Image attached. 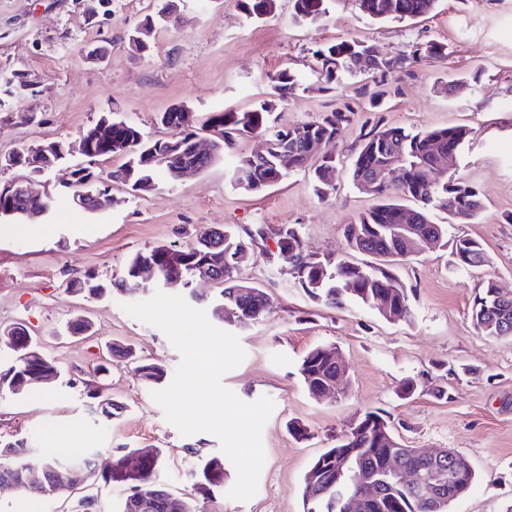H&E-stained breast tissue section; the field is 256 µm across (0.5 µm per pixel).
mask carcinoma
Here are the masks:
<instances>
[{"instance_id": "cac0c4a2", "label": "carcinoma", "mask_w": 512, "mask_h": 512, "mask_svg": "<svg viewBox=\"0 0 512 512\" xmlns=\"http://www.w3.org/2000/svg\"><path fill=\"white\" fill-rule=\"evenodd\" d=\"M241 10L250 18H260L276 9V0H238ZM292 19L299 24H316L329 13L330 4L336 0H291ZM360 12L366 17L380 21H403L429 13L437 0H357ZM372 49V46L357 40H341L324 44L312 50L317 73L327 84L342 81L357 73V56ZM413 55L419 58L445 59L447 53L439 42H426L416 46ZM407 58L376 51L368 57L366 68L381 78L401 71ZM272 93L258 106L243 111L207 112L201 118L200 126L193 125L192 115L186 112L165 110L158 113L157 124L169 133L179 136L181 152L179 159L184 166L198 173L224 157V152L236 147L238 142L254 133L265 132L277 143L282 154H270L268 159L253 162L251 156L239 158L231 182L235 189L244 193H255L280 183L290 174L302 169L308 171L309 185L321 200L328 198L336 190V185L325 177L327 164L338 165L339 160L332 149L336 139L350 124L353 109L346 105L331 112H325L313 121L278 127L270 124V117L280 104L287 100L300 87L297 74L289 67L278 71L272 78ZM111 125L99 123L87 127L82 139L86 150L81 162L74 165L77 178L68 187L66 196L73 197L81 192L89 196L106 193L109 184L121 183L137 190L143 183L157 184L161 180L175 181L169 170L151 158L167 150L168 139L148 138L141 129L124 119L110 115ZM218 128L224 137L217 140L213 152L199 157L191 150L189 139L197 131ZM471 135L465 125H448L424 131L413 132L401 126L376 124L360 139L356 155L350 163L349 177L358 190L364 183L375 179L378 169L392 163L405 169V177H395L378 181L371 193L376 203L358 213L344 225V237L348 249L364 254L372 261L362 265L344 259H335L328 272H323L319 263L301 256L304 252L299 231L292 225L283 224L275 236L279 252L293 251L298 256L295 283L307 290L312 298L326 307L341 308L346 304L371 307L375 297L390 296L400 309V318L410 315L409 289L397 273L398 264L413 257L407 250L398 225L396 214L407 212L417 229L432 231L440 238L448 236V225L475 223L484 211V202L478 188L461 178L453 179L440 169L438 155L450 147H462ZM323 140L329 146L326 152L328 162L311 168L306 158L307 143L310 140ZM124 156L126 161L106 175L92 169L86 161ZM266 247L262 227L245 230L241 235L225 229H205L197 234L186 247L180 249L181 262L171 263V247L157 245L148 250L133 254L125 265L124 277L116 282L101 278L90 272L78 273L69 280V287L91 299H110L115 292L126 288H136L139 284L138 272L145 262L152 264L166 278L171 274L180 278L178 287L186 290L194 273L208 270L224 287L209 300L213 315L224 318V308L240 311L247 320L258 319L269 313L267 292L258 284L247 285L249 293L242 294L237 289V270L227 265V257L238 250L253 252ZM453 266L457 269L478 268L486 263L482 244L469 237H456L452 241ZM474 326L487 336L512 337V298L500 297L495 281L488 279L482 283L481 291L471 309ZM9 333L18 336L16 348L10 349L8 366L0 368V386L12 385L16 378L31 371L54 370V361L43 354L37 340L21 323L12 326ZM324 347L309 350L302 358L299 372L305 388L318 381H325L336 369L332 368L323 356ZM136 373L143 383L151 388L168 383L167 370L156 363H141ZM392 432L389 422L377 411H366L355 417L349 430L342 435L336 446L322 452L312 462L311 467L322 470V479L317 490L304 491L306 512H336V497L354 492V487L337 474L341 464L338 457L347 451L353 456L347 466H354L362 460L368 474L385 479L381 495L368 499L362 512H449L455 499L471 488L475 473L465 477V484H457L449 479L448 462L434 466L437 477L444 482L448 499L445 505L435 509L427 500H420L397 477V472L423 467L410 448H387L385 442L377 438V426ZM29 451L24 440L8 441L0 444V479L11 477L17 489L24 495L46 496L45 486L33 485L24 477L25 453ZM161 451L158 448H127L112 466V472L101 477L106 486H120L149 498L154 503L153 512H165V496L169 487L156 477ZM225 462L219 457L209 459L202 468L197 482V491L207 494L213 488L224 485Z\"/></svg>"}]
</instances>
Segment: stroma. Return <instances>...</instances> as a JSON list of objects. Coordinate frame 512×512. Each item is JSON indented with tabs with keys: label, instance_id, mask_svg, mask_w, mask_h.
<instances>
[{
	"label": "stroma",
	"instance_id": "1",
	"mask_svg": "<svg viewBox=\"0 0 512 512\" xmlns=\"http://www.w3.org/2000/svg\"><path fill=\"white\" fill-rule=\"evenodd\" d=\"M153 10V0H0V91L15 71L31 84L30 93L0 100V153L21 140H75L110 112L162 137L157 113L174 105L198 116L253 108L269 93L271 76L288 66L302 88L282 103L278 123L309 122L353 105L352 121L335 145L346 157L380 118L409 130L472 127L450 173L475 184L487 208L478 223L449 225L448 235L480 241L488 263L473 274L456 271L449 249H426L398 270L410 290L411 316L390 323L366 307L316 303L295 284L287 258L257 256L242 275L265 284L270 312L230 326L246 357L223 383L242 401L265 396L274 402L262 434L265 464L251 499L228 498L236 480L231 464L223 488L203 498L193 490L195 475L221 456L218 439L181 435L131 366L107 351L117 341L175 373L181 355L167 336L124 310L151 298L153 289L101 302L70 292L69 273L118 281L136 251L159 244L179 249L200 231L227 225L240 232L291 224L306 251L342 255L345 224L374 200L342 173L325 201L300 173L258 193L234 189L228 172L238 156L260 146L258 133L194 180L162 181L139 197L113 185L118 203L111 209L92 213L61 200L45 233L0 224V325L25 324L74 384H38L22 395L0 389V440L27 439V460L36 468L50 451L63 460L92 457L99 471L124 449L153 445L162 450L160 479L173 493L193 498L198 512H303L304 476L314 459L354 417L379 410L407 446L453 448L469 459L476 479L451 512H505L512 505V338L482 334L471 308L485 279L512 292V224L505 221L512 214V0H437L430 14L402 22L371 20L356 0H338L327 20L313 26L293 21L290 0H278L275 13L261 20L246 17L238 0H208L203 9L197 0H182L181 22L157 29L151 53L132 52L126 35ZM352 38L393 54L435 40L446 45L448 58L408 62L389 77L391 92L376 113L360 94L361 86H374L375 75L327 90L313 71L311 48ZM91 43L107 45L109 59H86ZM450 81L455 88L448 93ZM30 109L38 123L13 124L16 113ZM80 316L91 320V332L67 335L68 322ZM326 345L341 349L350 375L346 396L335 402L313 399L298 371L307 351ZM89 379L122 405L121 415L101 414L86 395ZM409 380L416 389L406 396L401 388ZM294 424L303 435L291 433ZM76 505L73 497L24 498L0 490V512H74Z\"/></svg>",
	"mask_w": 512,
	"mask_h": 512
}]
</instances>
